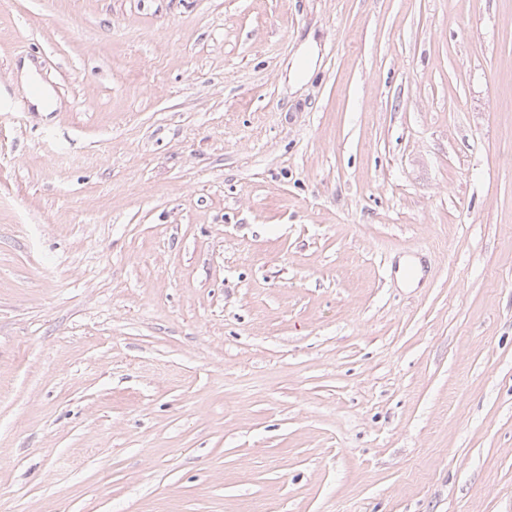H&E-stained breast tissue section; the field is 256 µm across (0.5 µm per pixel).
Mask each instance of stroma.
<instances>
[{
  "label": "stroma",
  "instance_id": "35a3bbf8",
  "mask_svg": "<svg viewBox=\"0 0 512 512\" xmlns=\"http://www.w3.org/2000/svg\"><path fill=\"white\" fill-rule=\"evenodd\" d=\"M0 512H512V0H0Z\"/></svg>",
  "mask_w": 512,
  "mask_h": 512
}]
</instances>
